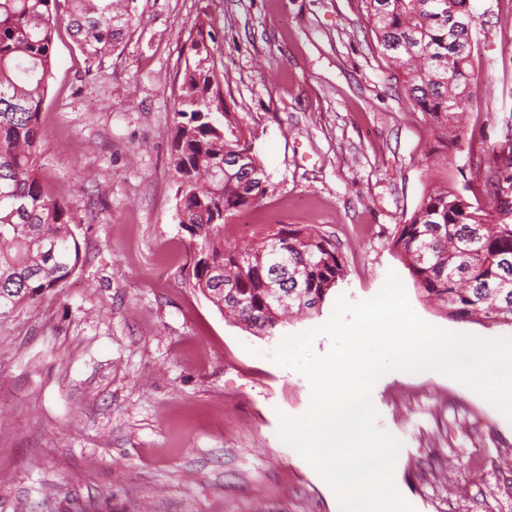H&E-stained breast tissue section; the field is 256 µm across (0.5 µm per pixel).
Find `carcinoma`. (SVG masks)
I'll return each mask as SVG.
<instances>
[{
	"label": "carcinoma",
	"mask_w": 512,
	"mask_h": 512,
	"mask_svg": "<svg viewBox=\"0 0 512 512\" xmlns=\"http://www.w3.org/2000/svg\"><path fill=\"white\" fill-rule=\"evenodd\" d=\"M65 14L57 12L59 2ZM365 21L408 99L436 139L466 145L465 105L476 82L471 34L450 24L471 17L469 0H361ZM88 66L121 44L136 18L125 0H0V317L35 304L82 262L72 225L79 206L43 184L39 114L53 78L61 21ZM191 41L180 87L171 164L175 219L189 233L196 288L224 315L273 337L285 308L316 312L347 277L336 245L315 226L263 227L241 246L224 228L267 192L252 136L229 119L203 26ZM497 179L512 181V150L489 149ZM503 221L480 201L435 181L394 234L420 297L450 319L512 324V199L493 193Z\"/></svg>",
	"instance_id": "1"
}]
</instances>
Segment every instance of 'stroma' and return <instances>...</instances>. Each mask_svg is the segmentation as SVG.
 Masks as SVG:
<instances>
[{
  "instance_id": "1",
  "label": "stroma",
  "mask_w": 512,
  "mask_h": 512,
  "mask_svg": "<svg viewBox=\"0 0 512 512\" xmlns=\"http://www.w3.org/2000/svg\"><path fill=\"white\" fill-rule=\"evenodd\" d=\"M477 50L465 124L472 146L435 144L400 77L387 70L360 0H131L141 17L90 66L59 27L39 116L43 176L77 202L83 264L34 305L0 318V512H338L313 465L277 436L304 416L305 379L276 364L278 340L224 319L192 285L189 234L175 220L171 147L177 95L199 22L224 109L271 183L226 226L312 224L357 302L400 279L415 313L446 332L512 337V325L448 319L424 303L392 234L429 182L488 201V149L512 136V0H470ZM379 424L402 447L394 477L415 512H512V421L438 372H390L373 386Z\"/></svg>"
}]
</instances>
